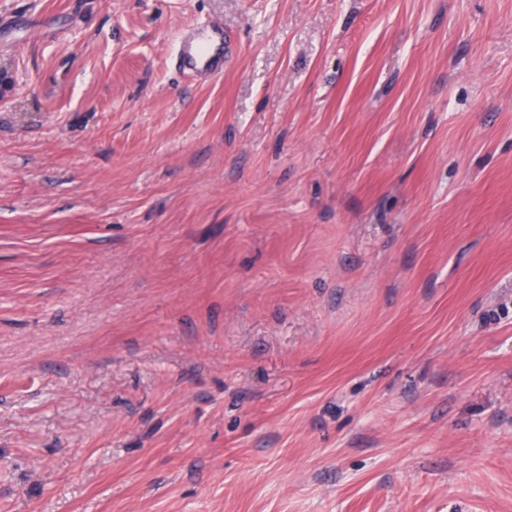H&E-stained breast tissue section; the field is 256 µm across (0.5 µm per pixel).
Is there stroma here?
Instances as JSON below:
<instances>
[{"label":"stroma","instance_id":"stroma-1","mask_svg":"<svg viewBox=\"0 0 512 512\" xmlns=\"http://www.w3.org/2000/svg\"><path fill=\"white\" fill-rule=\"evenodd\" d=\"M0 512H512V0H0ZM229 36L222 26L204 23L196 27L191 39H183L175 47L179 67L200 78L220 73L224 67V53Z\"/></svg>","mask_w":512,"mask_h":512}]
</instances>
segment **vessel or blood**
Listing matches in <instances>:
<instances>
[{"label": "vessel or blood", "instance_id": "obj_1", "mask_svg": "<svg viewBox=\"0 0 512 512\" xmlns=\"http://www.w3.org/2000/svg\"><path fill=\"white\" fill-rule=\"evenodd\" d=\"M227 41L222 26L204 23L196 27L192 38L177 43L176 58L183 70L206 79L222 71Z\"/></svg>", "mask_w": 512, "mask_h": 512}]
</instances>
